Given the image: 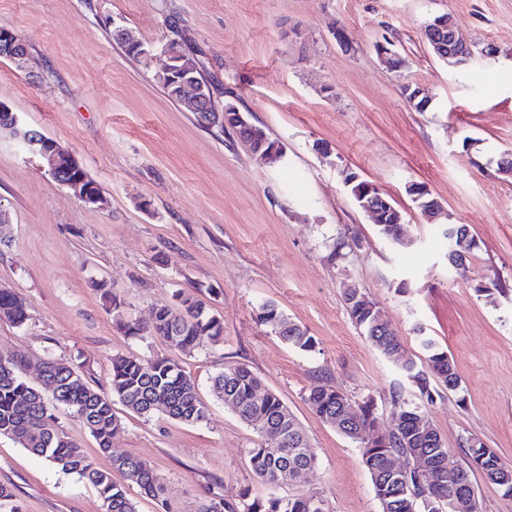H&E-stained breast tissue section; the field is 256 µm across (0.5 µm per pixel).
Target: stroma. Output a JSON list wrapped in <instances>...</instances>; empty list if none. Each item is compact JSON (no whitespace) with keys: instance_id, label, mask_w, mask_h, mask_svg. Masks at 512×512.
I'll list each match as a JSON object with an SVG mask.
<instances>
[{"instance_id":"35a3bbf8","label":"stroma","mask_w":512,"mask_h":512,"mask_svg":"<svg viewBox=\"0 0 512 512\" xmlns=\"http://www.w3.org/2000/svg\"><path fill=\"white\" fill-rule=\"evenodd\" d=\"M447 13L475 49L451 68L429 50L425 23ZM177 20L195 58L221 92L278 141L284 156L263 164L242 144L200 127L171 100L155 60L129 58L113 26L157 46ZM19 33L37 76L0 59V103L67 149L103 201L87 204L46 175L37 158L0 131V285L25 301L23 326L0 319V352L28 361L39 384L48 356L100 385L112 355L163 356L148 331L127 335L94 282L148 324L175 285L201 287L224 317V342L201 340L184 366L207 418L185 425L143 421L122 405L112 452L146 460L170 512H197L207 497L237 500L314 493L326 512H380L358 445L309 409L326 382L352 401H372L380 431L391 421L399 376L349 318L343 292L362 288L408 354L415 326L452 358L461 385L428 405L452 460L475 436L512 463V177L497 162L512 152V0H0V27ZM344 28L347 43L334 32ZM392 40L406 65L387 69L376 46ZM422 86L426 111L403 83ZM376 184L404 216L411 240L381 238L343 183V171ZM427 186L468 227L476 248L466 276L448 263L446 224H431L407 192ZM149 202L143 211L141 202ZM360 244L328 258L340 234ZM275 301L315 339L312 351L282 343L258 317ZM243 363L287 404L316 454L305 482L272 487L251 469L253 433L210 390V377ZM0 485L21 512H103L97 491L0 438Z\"/></svg>"}]
</instances>
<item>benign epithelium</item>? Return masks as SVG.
<instances>
[{
    "mask_svg": "<svg viewBox=\"0 0 512 512\" xmlns=\"http://www.w3.org/2000/svg\"><path fill=\"white\" fill-rule=\"evenodd\" d=\"M448 36V45L459 46L463 49L458 66L468 64L472 57L471 46L463 41L458 33L453 19L446 15L431 18L424 26L423 38L428 46L436 48L439 39ZM113 36L132 44L139 51L142 58H155L161 63V72L170 77L169 88L176 100L186 105L190 111H201L208 101L205 84L200 78L198 64L188 60L185 45L176 39L164 42L160 50L150 47L130 36L128 31L120 26L115 27ZM377 52L383 62L391 70H400L405 66V60L393 50L392 43L385 41L377 45ZM0 58L11 61L18 69L33 72L27 61L25 43L10 29L0 28ZM11 127L15 129V138L26 143L31 154L41 160V169L49 176L55 178L64 169L79 167L77 160L71 153L60 147L55 141L37 132L34 128L20 122L17 114H12ZM79 199L88 204L101 201L95 185L88 183L87 177H76L64 183ZM372 202L363 203V211L374 224L386 223L387 216H392V223H401L397 209L386 199L379 196L380 189L367 184L364 186Z\"/></svg>",
    "mask_w": 512,
    "mask_h": 512,
    "instance_id": "benign-epithelium-1",
    "label": "benign epithelium"
}]
</instances>
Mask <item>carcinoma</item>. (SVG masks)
<instances>
[{
    "label": "carcinoma",
    "instance_id": "1",
    "mask_svg": "<svg viewBox=\"0 0 512 512\" xmlns=\"http://www.w3.org/2000/svg\"><path fill=\"white\" fill-rule=\"evenodd\" d=\"M198 125L217 127L245 144L258 157V150L274 144L265 130L253 123L244 126L227 118L223 111L196 112ZM94 288L110 304L123 329L137 335L142 327L123 316L124 301L104 281ZM344 304L352 322L370 345L396 369L402 382L391 393L392 427L387 442H368L367 430L379 426L372 402H353L337 387L318 383L305 401L327 426L361 444L362 462L368 469L380 512H483L473 478L487 471L509 470L494 449L463 442L467 462L456 465L448 475L444 456L448 448L442 434H422L416 422L426 416V405L444 388L454 392L460 379L453 360L429 336L420 337L423 356L405 353L402 341L388 324L380 322V311L360 288L344 291ZM0 318L16 326L28 320L27 307L19 295L0 288ZM260 320L288 346L310 351L315 339L306 327L289 320L278 305L265 301L259 306ZM152 333L176 352L174 356L142 358L116 354L110 359L108 389L91 384L84 374L48 356L41 361L43 377L37 387L23 378L28 362L14 354L0 353V438H7L42 457L52 466L74 473L98 492L104 512H138L129 497L135 485L147 497L159 500L163 486L146 461L129 455L111 454L112 438L120 421L113 405L121 403L132 415L148 420L163 415L186 425L206 419L207 406L198 384L186 371L179 356L194 353L199 340L224 342V317L184 288L173 290L171 300L152 312ZM212 394L229 406L240 422L257 437L248 449L250 466L261 482L276 487L297 482L316 463L314 449L295 415L280 396L265 388L245 364L227 365L212 377ZM60 405L79 418L93 437L97 452L110 458L100 468L86 450L59 428L51 408ZM399 458L403 467L393 471L390 462ZM198 512H325L323 500L315 495L283 497L271 494L253 497L244 491L234 502L221 496L204 500Z\"/></svg>",
    "mask_w": 512,
    "mask_h": 512
}]
</instances>
